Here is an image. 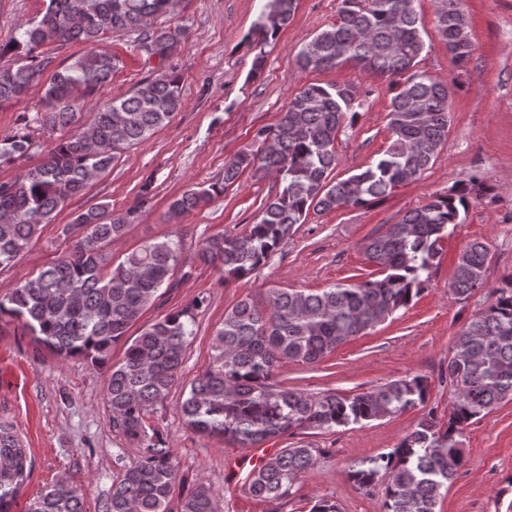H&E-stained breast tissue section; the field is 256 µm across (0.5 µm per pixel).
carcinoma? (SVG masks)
Masks as SVG:
<instances>
[{"label":"carcinoma","instance_id":"1","mask_svg":"<svg viewBox=\"0 0 512 512\" xmlns=\"http://www.w3.org/2000/svg\"><path fill=\"white\" fill-rule=\"evenodd\" d=\"M298 0H267L251 28L259 46L253 73L263 68L262 48L275 39L296 11ZM415 0H338L336 20L298 54L303 70H331L347 63L390 79L391 140L375 162L346 178L333 176L335 142L342 125L355 122L359 88L352 84L302 86L272 126L253 135L257 149H243L224 165V181L193 186L174 199L169 219L179 220L208 204L250 169L273 176L282 189L261 209L258 220L239 234L208 238L199 260L217 267L224 280L244 278L268 264L304 222L309 211L364 208L430 168L448 141V84L417 69L425 48ZM437 31L452 61L465 64L475 51L458 0H438ZM172 0H48L41 18L20 26L21 37L0 43V104L20 98L42 81L50 63L43 48L80 42L87 51L55 71L45 90L42 124L53 130L75 125L78 100L94 95L114 68L97 45L112 34L129 35L146 61L159 60L157 74L131 93L98 107L90 124L56 141L39 166L0 182V269L12 265L41 224L110 171L133 145L152 136L182 107L180 77L165 63L181 46L183 33L154 25ZM28 128L0 140V165L24 155ZM146 182L128 208L102 203L76 213L69 230L80 238L65 258L0 298V319L23 322L34 340L58 356L81 357L108 371L106 400L112 428L140 448L138 461L112 481L103 512H222L221 499L199 478L183 486L171 449L145 417L178 381L194 311L191 305L142 329L121 360L112 346L126 336L145 310L175 286L181 236L149 242L112 265L108 247L124 235L149 202ZM470 189L461 185L406 211L362 249L377 276L336 284L320 292L271 287L258 298L238 301L224 313L213 338L212 361L190 383L181 411L188 426L244 447H257L292 429L331 430L390 417L426 403L424 376L405 377L351 397L313 396L280 385L284 363L317 365L339 346L407 307L439 264L448 226L461 223ZM489 247L474 240L459 253L448 292L466 299L485 283ZM453 404L444 420L434 409L423 414L397 446L348 478L361 490L382 481L383 512H436L442 491L464 466L460 448L474 420L512 401V285L469 318L448 358ZM310 445L281 448L260 459L251 472V494L279 503L317 460ZM32 469V458L15 427L0 423V512H11ZM27 512H84L82 495L56 483L30 502Z\"/></svg>","mask_w":512,"mask_h":512}]
</instances>
